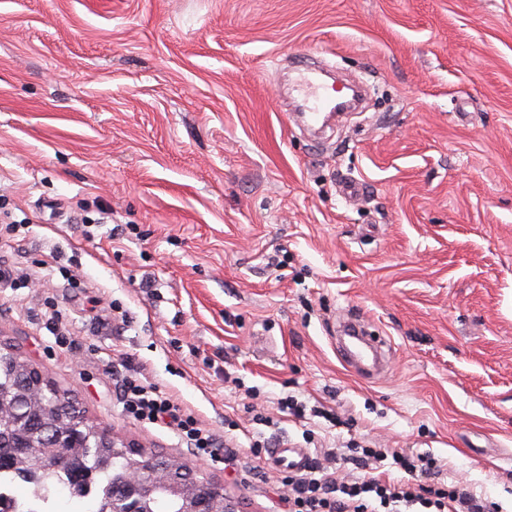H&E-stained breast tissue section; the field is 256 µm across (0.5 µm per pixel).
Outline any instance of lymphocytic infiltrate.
<instances>
[{"mask_svg": "<svg viewBox=\"0 0 512 512\" xmlns=\"http://www.w3.org/2000/svg\"><path fill=\"white\" fill-rule=\"evenodd\" d=\"M124 411L139 421L155 423L171 420L197 455L212 457L223 453L225 464H233V448L218 450L217 441L197 420L175 404L157 385L132 375L116 378ZM392 457L402 471L399 480L372 476L370 468L385 457ZM343 464L352 465L357 474L346 481L319 458H309L304 470L289 472L285 478L287 512H494V503L477 496L467 486L445 484L436 459L406 448L386 454L379 448L350 447L341 454Z\"/></svg>", "mask_w": 512, "mask_h": 512, "instance_id": "1", "label": "lymphocytic infiltrate"}]
</instances>
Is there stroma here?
<instances>
[{
    "mask_svg": "<svg viewBox=\"0 0 512 512\" xmlns=\"http://www.w3.org/2000/svg\"><path fill=\"white\" fill-rule=\"evenodd\" d=\"M303 56L376 85L368 118L304 136ZM4 216L29 285L0 287V341L239 512L283 510L263 438L427 453L512 512V0H0ZM347 313L386 340L379 377L343 361ZM122 353L237 464L128 418Z\"/></svg>",
    "mask_w": 512,
    "mask_h": 512,
    "instance_id": "1",
    "label": "stroma"
}]
</instances>
